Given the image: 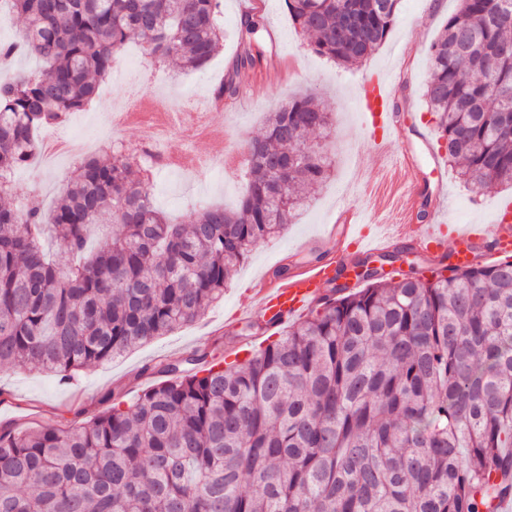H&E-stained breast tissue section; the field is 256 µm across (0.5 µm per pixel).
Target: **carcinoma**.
Instances as JSON below:
<instances>
[{
  "mask_svg": "<svg viewBox=\"0 0 512 512\" xmlns=\"http://www.w3.org/2000/svg\"><path fill=\"white\" fill-rule=\"evenodd\" d=\"M315 52L361 63L400 0H285ZM41 70L0 81V196L37 133L89 105L132 39L157 67L204 69L224 40L220 0H0ZM237 24L218 97L266 56ZM424 96L448 160L474 189L512 187V0H461L431 46ZM333 113L304 92L271 113L233 209L172 223L135 155L108 147L46 212L0 204V367L71 379L200 319L256 244L328 177L315 144ZM116 225L85 261L90 224ZM65 251L50 256L44 226ZM335 286L241 363L168 365V379L75 427L0 432V512H491L512 495V259L431 278Z\"/></svg>",
  "mask_w": 512,
  "mask_h": 512,
  "instance_id": "1",
  "label": "carcinoma"
}]
</instances>
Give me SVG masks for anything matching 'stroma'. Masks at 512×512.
<instances>
[{
    "instance_id": "1",
    "label": "stroma",
    "mask_w": 512,
    "mask_h": 512,
    "mask_svg": "<svg viewBox=\"0 0 512 512\" xmlns=\"http://www.w3.org/2000/svg\"><path fill=\"white\" fill-rule=\"evenodd\" d=\"M401 0L400 9L386 40L362 63L346 67L315 53L310 38L304 37L288 16L284 0H264L253 14L263 26L268 52L260 66L242 75L238 96L224 102L225 122L231 125L238 146L260 135L269 112L300 91L316 90L335 125L321 144L331 158L330 175L303 211L279 236L254 246L235 274L224 284V299L211 306L191 325L136 345L123 356L79 372L70 382L37 369L0 368V430L46 426H74L88 422L112 404L127 402L149 386L162 381L161 365L176 364L197 351L216 360L235 352L238 361L250 358L263 346L264 334L245 332V324L262 325L260 316L244 321L240 301L252 282L271 267L280 270L320 258L317 245L327 225L335 223L337 198L348 208L361 212L378 228L401 221L398 209L388 198L402 153L415 162V189L419 200L432 197L437 179L448 185V198L436 204L435 212L447 224L491 221L496 207L512 200V188L492 184L472 190L458 178V168L449 163L442 140L423 96L429 75L432 43L448 17L459 9L458 0ZM224 23V47L200 71L181 73L192 93L194 105H204L222 80L236 48V25L241 16L240 0H220ZM394 75L389 109L399 113L400 127L393 133L386 156L373 153L375 129L364 116L361 96L365 81L374 74ZM167 70L157 69L153 84L136 87L128 80L112 78L102 83L94 111L104 112L127 105L137 90H166ZM80 172L78 163L62 162L48 167L41 160L15 172V202L35 197L44 208H52L67 182ZM243 192L242 179L227 186L201 174L182 182L167 172L154 173L152 193L159 209L175 220H186L204 203L233 207Z\"/></svg>"
}]
</instances>
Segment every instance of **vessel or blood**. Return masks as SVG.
I'll return each instance as SVG.
<instances>
[{
	"instance_id": "obj_1",
	"label": "vessel or blood",
	"mask_w": 512,
	"mask_h": 512,
	"mask_svg": "<svg viewBox=\"0 0 512 512\" xmlns=\"http://www.w3.org/2000/svg\"><path fill=\"white\" fill-rule=\"evenodd\" d=\"M388 93L383 78L375 76L367 85L365 106L371 124L379 134L374 140L376 153L386 151L388 134L398 128V113L387 111ZM334 249L324 252L315 262L302 263L287 275L265 274L253 285L241 307L245 315L260 312L271 328H279L290 319L307 312L332 285L337 275L348 268V251L359 246L362 253L381 255L400 249H412L433 260H454L459 265L475 262L478 255L493 257L512 254V223L496 219L492 224H469L461 228L439 223L436 216L417 223L400 225L396 235H370L362 215L347 211L344 223L332 225L328 234Z\"/></svg>"
}]
</instances>
